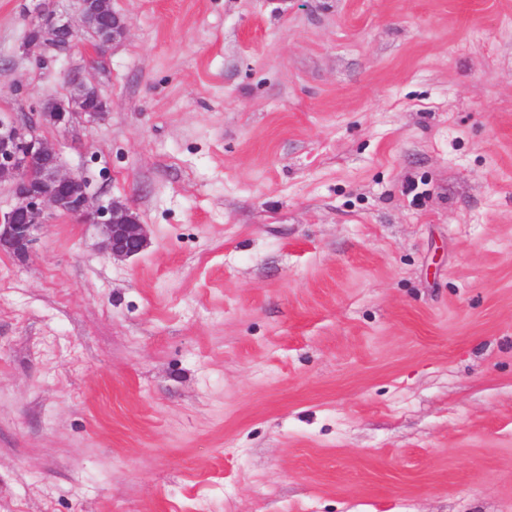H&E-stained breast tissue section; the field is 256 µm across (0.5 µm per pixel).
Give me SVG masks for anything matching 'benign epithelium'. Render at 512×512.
Here are the masks:
<instances>
[{"label":"benign epithelium","instance_id":"7a95c632","mask_svg":"<svg viewBox=\"0 0 512 512\" xmlns=\"http://www.w3.org/2000/svg\"><path fill=\"white\" fill-rule=\"evenodd\" d=\"M111 4L112 0H78L68 18L40 6L20 47L22 54L44 68L54 59L50 52L69 55L77 37L87 35L94 49L91 58H103L127 34L125 20L116 13L112 24L99 27ZM67 81L69 92L64 97L39 101L27 112L0 110V183H9L12 195V204L0 209V253L27 256L35 232L59 213L78 224L96 226L106 252L117 259L130 258L148 245L146 225L135 209L119 201L105 210L95 207L88 181L66 171L59 146L42 135L47 127L66 132L85 117L100 121L109 112L107 101L83 69H71Z\"/></svg>","mask_w":512,"mask_h":512}]
</instances>
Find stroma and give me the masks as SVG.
<instances>
[{"label":"stroma","mask_w":512,"mask_h":512,"mask_svg":"<svg viewBox=\"0 0 512 512\" xmlns=\"http://www.w3.org/2000/svg\"><path fill=\"white\" fill-rule=\"evenodd\" d=\"M0 107L82 54L19 47ZM103 122L0 254V512H512V0H112Z\"/></svg>","instance_id":"35a3bbf8"}]
</instances>
